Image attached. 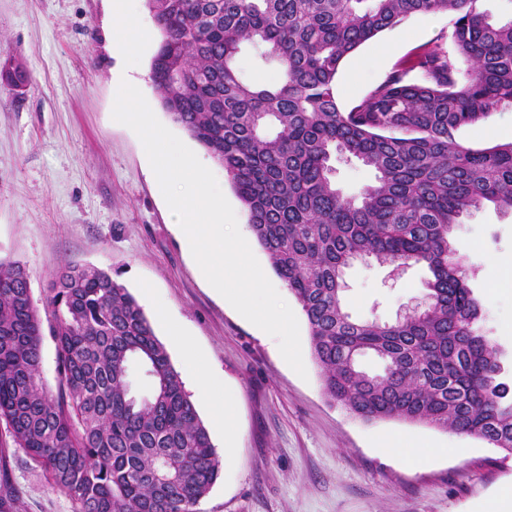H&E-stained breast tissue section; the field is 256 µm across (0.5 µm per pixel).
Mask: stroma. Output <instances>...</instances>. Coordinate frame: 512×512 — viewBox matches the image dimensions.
I'll use <instances>...</instances> for the list:
<instances>
[{"label": "stroma", "instance_id": "1", "mask_svg": "<svg viewBox=\"0 0 512 512\" xmlns=\"http://www.w3.org/2000/svg\"><path fill=\"white\" fill-rule=\"evenodd\" d=\"M113 0H0V55L21 62L23 93L0 86V258L26 267L32 298L45 310L52 275L69 264L111 271L136 298L174 368L185 351L202 356L232 416L226 451L213 407L197 404L220 461V475L194 512H480L512 483V456L470 437L401 421L364 422L326 399L307 323H300L306 377L283 359L277 340L242 317L202 276L186 248L144 147L112 110L122 76L159 121L203 159L235 211L247 214L223 167L199 149L160 105L150 77L158 43L145 0H123L131 23L114 25ZM448 14H418L362 45L342 66L336 98L348 108L383 82L415 47L448 41ZM473 149L512 141V109L463 127ZM452 242L481 304L478 330L497 346L501 382L512 387V289L488 296L492 260L512 258V212L494 204L462 216ZM424 265L400 269L359 259L344 274L353 319L396 321L422 297ZM177 326L180 338L168 334ZM404 430L445 455L414 467L374 442ZM12 512H74L71 500L10 440L0 441V495Z\"/></svg>", "mask_w": 512, "mask_h": 512}]
</instances>
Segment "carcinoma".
<instances>
[{
    "label": "carcinoma",
    "mask_w": 512,
    "mask_h": 512,
    "mask_svg": "<svg viewBox=\"0 0 512 512\" xmlns=\"http://www.w3.org/2000/svg\"><path fill=\"white\" fill-rule=\"evenodd\" d=\"M484 0H145L160 34L151 79L172 119L224 167L251 233L306 318L329 401L512 455V399L450 237L487 202L512 211V142L472 149L455 132L512 108V19ZM446 13L450 49L426 44L347 110L343 61L418 13ZM245 44L279 65L244 82ZM466 63L461 68L458 61ZM373 170L354 198L333 155ZM375 258L427 265L425 309L393 323L343 310L344 270ZM47 306L63 391L40 376L43 321L26 268L0 260V421L75 512H190L216 482L207 428L142 307L108 271L69 265ZM385 363L370 375L357 358ZM147 384L136 392L132 378Z\"/></svg>",
    "instance_id": "1"
}]
</instances>
